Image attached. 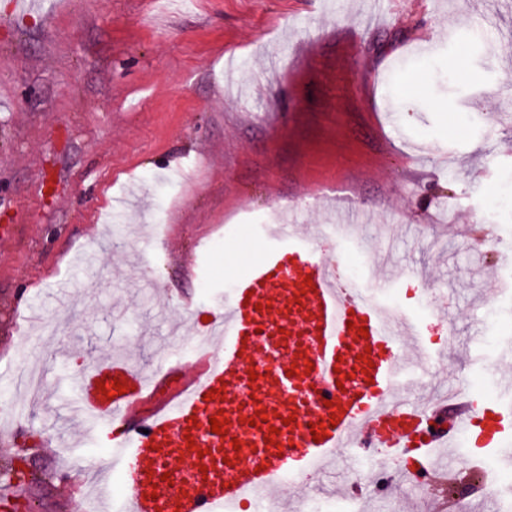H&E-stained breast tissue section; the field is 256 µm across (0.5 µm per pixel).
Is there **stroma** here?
<instances>
[{
    "label": "stroma",
    "instance_id": "obj_1",
    "mask_svg": "<svg viewBox=\"0 0 512 512\" xmlns=\"http://www.w3.org/2000/svg\"><path fill=\"white\" fill-rule=\"evenodd\" d=\"M0 0V466L28 512H91L75 478L107 460L56 440L70 384L97 356L154 372L171 322L223 305L271 245L274 210L300 224L369 220L314 244L367 287L390 252L391 302L427 330L428 382L488 374L512 341V0ZM173 230L171 256L152 244ZM196 257L189 271L185 260ZM425 271L447 314L426 307ZM192 293L196 314L178 299ZM43 370L34 403L15 380ZM439 505L503 512L482 475L433 458Z\"/></svg>",
    "mask_w": 512,
    "mask_h": 512
}]
</instances>
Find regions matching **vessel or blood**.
<instances>
[{
	"mask_svg": "<svg viewBox=\"0 0 512 512\" xmlns=\"http://www.w3.org/2000/svg\"><path fill=\"white\" fill-rule=\"evenodd\" d=\"M275 248L234 282L230 296L207 325L215 340L197 356L168 362L146 376L127 360L97 361L75 381L74 411L99 424L96 440L109 444L122 469L126 512H244L268 501L284 479L326 469L338 451L411 449L428 459L438 448H496L512 465V441L504 420L512 407V378L498 377L490 424H481L473 396L461 385L423 404L403 401L402 348L428 349L420 324L384 298L387 278L370 288L343 287L323 254L307 245L295 225H279ZM314 289L304 292V281ZM367 327L359 336L358 327ZM289 348L294 370L271 361ZM121 378L125 394L107 398L106 376ZM219 398L206 400L210 390ZM333 408H326V401ZM264 421L249 427L256 414ZM223 415V433L211 416ZM295 416L284 424L286 416ZM323 422L327 436L314 442L309 422ZM274 435L275 444L265 443ZM238 438L247 458L235 457L224 437ZM232 464L220 463V456ZM205 466L184 476L174 490L154 494L174 460Z\"/></svg>",
	"mask_w": 512,
	"mask_h": 512,
	"instance_id": "1",
	"label": "vessel or blood"
}]
</instances>
